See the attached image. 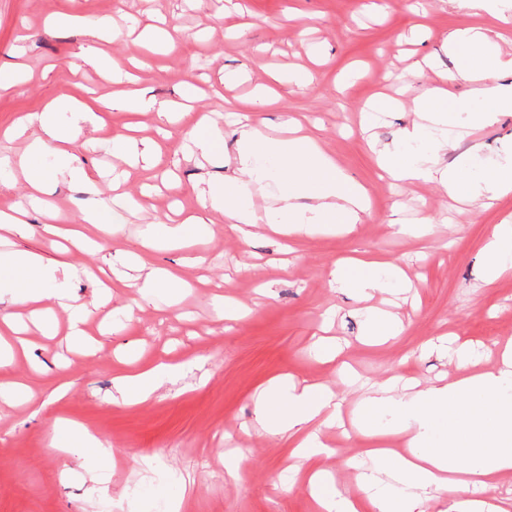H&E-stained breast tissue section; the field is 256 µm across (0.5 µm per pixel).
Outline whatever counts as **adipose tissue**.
<instances>
[{"label": "adipose tissue", "mask_w": 512, "mask_h": 512, "mask_svg": "<svg viewBox=\"0 0 512 512\" xmlns=\"http://www.w3.org/2000/svg\"><path fill=\"white\" fill-rule=\"evenodd\" d=\"M444 49L449 65L439 70V84L415 98V120L402 130L397 146L380 149V166L397 181L437 183L453 199L478 203L510 195L512 149L483 158L482 144L470 140L469 134L512 112V53L472 26L449 32ZM461 82L470 84V91L452 94L450 85ZM70 129L46 112L24 115L11 128L12 136L30 138L19 168L31 205H42L52 179L95 187V179L72 150ZM237 134L236 170L208 187H192L200 210L186 223L169 227L167 241L202 230L207 216L217 212L224 216L226 232L240 242L248 241L261 224L292 232L336 226L350 230L369 215L367 189L312 138L266 133L248 122L239 123ZM455 146L459 154L446 161ZM271 180L280 189L282 206L256 209L254 192ZM309 196L314 204L299 206V199ZM111 221V208L94 203L82 210L77 223L45 224L41 231L50 240L63 239L84 250L92 243L91 230ZM26 228L22 215L0 212V304L8 307L0 313V367L28 348L11 307L31 309L46 335L56 333L53 309L62 307L68 313L67 337L76 345L86 343L85 325L93 314L71 292L72 281L83 276V269L68 262L49 265L38 254L6 248L4 232L20 234ZM482 266L489 282L512 272L511 219L494 226ZM330 277L334 286L360 300L407 282L399 266L363 258L348 268L334 267ZM430 348L461 370V377L415 390L394 380L367 397L358 409V429L374 446L360 464L356 481L375 512H507L488 496L495 476L512 471V343L503 347L490 371L467 344L442 336ZM180 369V364L157 361L115 383L125 403H140ZM339 408L326 386L280 378L259 400L256 419L273 434L293 439L303 454L318 457L327 452L319 440L320 429L336 421ZM393 436L404 437L405 452L388 447ZM53 444L76 453L96 481L105 482L103 465L113 459L107 443L73 429L56 431ZM460 457L467 459L468 469L456 467Z\"/></svg>", "instance_id": "ef3b65f1"}]
</instances>
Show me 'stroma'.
Returning a JSON list of instances; mask_svg holds the SVG:
<instances>
[{
    "label": "stroma",
    "instance_id": "stroma-1",
    "mask_svg": "<svg viewBox=\"0 0 512 512\" xmlns=\"http://www.w3.org/2000/svg\"><path fill=\"white\" fill-rule=\"evenodd\" d=\"M153 7L147 15L140 0H0V65L15 66L22 77L0 91V158L18 159L24 149L22 141L3 135L19 115L45 111L65 95L107 122L105 132L84 130L74 144L86 169H125V188L133 194L145 183L159 187L145 210L120 213L99 234L100 250L65 254L41 237L40 225L52 212L65 222L89 202L108 203L112 191L103 180L93 193L67 182L50 185L42 208L29 212L26 234L12 236L15 248L91 267L141 251L147 269H168L182 283L147 297L115 285L111 307L85 326L98 341L94 350L72 349L64 335L34 330L29 356L0 368V381L27 382L34 395L0 418V512H162L171 495L181 497V512H316L290 470L293 444L255 420L256 401L272 381L288 375L327 385L343 398L348 423L371 388L391 376L425 385L455 377L447 359L424 353L431 338L451 333L493 356L512 340V275L488 283L481 265L494 224L512 216V195L484 208L453 201L432 183L395 185L383 179L376 154L413 122L410 102L435 83L430 63L444 59L448 32L468 26L496 32L501 25L488 14L457 13L448 0H155ZM135 13L144 25L165 21L175 40L172 51L143 56L134 71L136 88L160 102L180 100L185 85L195 88L189 115L163 141L156 110L111 108L118 85L93 66L70 68L90 40L86 18L109 19L117 29L101 45L115 62L124 66L141 56L123 35L126 15ZM301 72L311 83L290 85ZM405 83L411 90L404 108L362 130L366 103ZM239 112L253 114L263 131L297 120L303 134L368 188L370 217L349 232L288 235L263 225L245 245L225 236L219 217L202 236L178 246L144 247L145 224L174 199L189 209L196 204L161 187L163 169L187 188L235 169ZM208 113L224 134L223 156L185 155L195 122ZM102 134L129 135L139 145L159 141L161 166L115 160L95 146ZM426 214L437 222L422 239L395 234L390 225L394 218L408 222ZM351 257L399 265L415 286V300L397 309L403 329L387 343L363 341L361 315L367 305L386 308L387 294L363 303L329 284L330 267ZM264 282L271 296L258 295ZM126 306L132 315L101 332L111 308ZM322 337L342 347L340 361L323 360L315 348ZM168 355L183 365L176 380L146 402H113L123 358ZM59 419L87 428L117 458L95 502L87 500L91 483L76 455L51 445ZM322 438L332 455L304 460V468L331 471L342 492L361 498L353 463L370 439H348L337 428L324 430ZM230 448L242 457L235 477L224 468Z\"/></svg>",
    "mask_w": 512,
    "mask_h": 512
}]
</instances>
